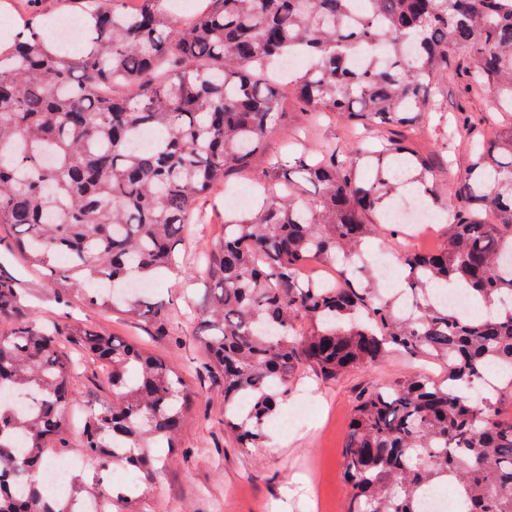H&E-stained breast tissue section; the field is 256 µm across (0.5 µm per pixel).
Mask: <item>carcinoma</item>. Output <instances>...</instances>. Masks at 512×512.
<instances>
[{"instance_id": "obj_1", "label": "carcinoma", "mask_w": 512, "mask_h": 512, "mask_svg": "<svg viewBox=\"0 0 512 512\" xmlns=\"http://www.w3.org/2000/svg\"><path fill=\"white\" fill-rule=\"evenodd\" d=\"M81 2L78 50L35 15L0 49V226L28 265L53 270L52 287L88 306L162 318L148 286L173 269L196 203L250 170L273 133L267 65L303 61L294 86L312 115L405 133L292 148L270 163L264 204L224 221L199 309L224 379V432L259 447L302 370L334 379L395 351L429 358L448 369L443 380L410 374L360 393L343 447L347 512H422L439 484L454 487L457 512H512V419L474 395L490 370L512 385V305H502L512 298V126L476 143L453 182L446 246L399 255L406 304L378 287L364 251L402 233L381 204L407 169L418 197L438 199L433 158L406 141L435 111L448 57L464 54L467 77L512 110V0H362L360 16L353 0H207L188 25L164 0ZM365 46L382 53L355 70ZM303 183L314 195L299 204ZM439 286L485 311L439 303ZM27 310L16 279L0 274V321L14 322L0 328V395L28 390L35 404L0 400V512H69L42 476L45 448L70 447L64 412L76 393L62 336L112 387L83 423L86 465L134 475L124 491L101 485L88 498L103 512H139L162 472L148 449L178 454L192 393L139 346Z\"/></svg>"}]
</instances>
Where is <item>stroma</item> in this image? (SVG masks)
Here are the masks:
<instances>
[{
  "label": "stroma",
  "instance_id": "obj_1",
  "mask_svg": "<svg viewBox=\"0 0 512 512\" xmlns=\"http://www.w3.org/2000/svg\"><path fill=\"white\" fill-rule=\"evenodd\" d=\"M462 65L461 56L450 57L447 71L436 80V103L441 112H447L448 121L431 117L415 135L416 147L425 153H439L447 170L439 178V217L430 227L434 248L448 239L443 218L448 207V179L464 173L472 152L469 141L459 139L454 132V115L471 118L472 139L477 140L491 139L511 126L500 117L490 124L484 122L492 96L486 90L468 87ZM278 93L282 115L262 158L248 175L225 178L198 207L189 234L179 247V273L166 275L151 294L152 302L171 313L170 321L134 317L119 307L90 308L78 298L58 296L48 270H29L13 247V230L0 229V274L19 279L28 308L37 318L64 328L89 327L138 344L173 364L197 395L185 414L179 454L163 469L152 494L141 499L139 512H166L171 500L179 503L182 512H272L281 502L289 512H346L349 488L343 478L342 450L359 390L419 370L436 378L443 375L439 365L401 353L378 366L353 370L334 380L303 373L268 421L263 447H238L225 433L224 385L205 354L206 330L198 318L207 288L203 255L221 235L224 212L232 198L253 192L266 182L269 160L287 151L291 137L304 138L309 148L320 142L344 145L349 141L343 122L325 117L312 123L288 86L279 85ZM73 385L77 400L66 410L73 421H80L91 408L111 398L109 384L91 359L78 360Z\"/></svg>",
  "mask_w": 512,
  "mask_h": 512
}]
</instances>
